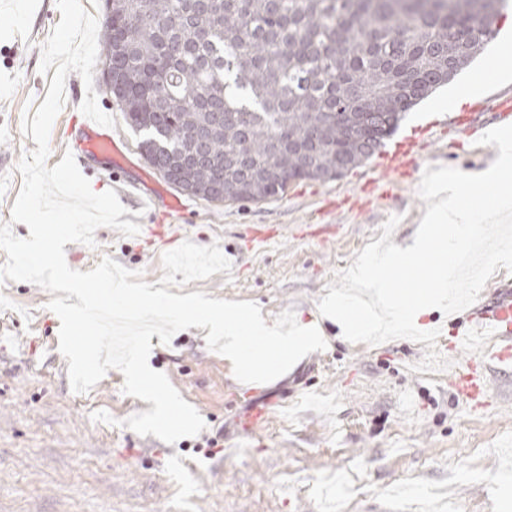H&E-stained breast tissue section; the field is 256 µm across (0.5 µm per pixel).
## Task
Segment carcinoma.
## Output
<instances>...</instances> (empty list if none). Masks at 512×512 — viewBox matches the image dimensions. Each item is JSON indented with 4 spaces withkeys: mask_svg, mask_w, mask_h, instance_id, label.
Wrapping results in <instances>:
<instances>
[{
    "mask_svg": "<svg viewBox=\"0 0 512 512\" xmlns=\"http://www.w3.org/2000/svg\"><path fill=\"white\" fill-rule=\"evenodd\" d=\"M104 50L145 158L170 166L200 133L180 183L237 201L333 178L369 159L402 114L450 82L497 34L506 0H123ZM391 99V113L381 102ZM373 113L351 142L331 116Z\"/></svg>",
    "mask_w": 512,
    "mask_h": 512,
    "instance_id": "1",
    "label": "carcinoma"
}]
</instances>
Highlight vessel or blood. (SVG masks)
<instances>
[{
  "mask_svg": "<svg viewBox=\"0 0 512 512\" xmlns=\"http://www.w3.org/2000/svg\"><path fill=\"white\" fill-rule=\"evenodd\" d=\"M79 139L70 145L71 153H83L95 157L106 153L112 157V165L119 170H127L128 162L119 147V141L111 128L101 126L88 118L78 122ZM428 148L425 138L405 141L394 151L385 152L382 164L387 171H395L404 166L407 157L423 154ZM465 330L471 336L489 335L495 344L486 354V361L502 369H512V285L503 284L494 289L492 295L475 301L464 311Z\"/></svg>",
  "mask_w": 512,
  "mask_h": 512,
  "instance_id": "1",
  "label": "vessel or blood"
}]
</instances>
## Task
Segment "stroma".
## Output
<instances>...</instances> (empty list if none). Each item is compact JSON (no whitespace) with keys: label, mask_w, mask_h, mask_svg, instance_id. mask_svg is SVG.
Returning a JSON list of instances; mask_svg holds the SVG:
<instances>
[{"label":"stroma","mask_w":512,"mask_h":512,"mask_svg":"<svg viewBox=\"0 0 512 512\" xmlns=\"http://www.w3.org/2000/svg\"><path fill=\"white\" fill-rule=\"evenodd\" d=\"M60 19L56 0H19L0 15V225L22 238L28 227L11 221L23 184L17 164L36 147L22 123L48 92L42 46ZM497 27L486 51L407 112L386 141L390 150L431 129L427 155L399 173L383 172L376 154L338 178L297 181L265 201L186 195L175 228L161 233L163 212L115 181L108 159L92 161L85 172L92 190H115L128 221L145 230L127 237L102 227L95 247L66 244L69 267L86 272L110 257L173 294L250 301L270 322L290 309L297 323H317L327 347L272 382L243 383L207 347L206 329L179 331L167 344L152 336L149 366L178 379L205 422L202 434L170 445L125 426L152 405L123 393L120 370H108L88 392L72 391L53 345L59 318L48 307L52 293L0 283V512H512V372L480 366L491 339H465L461 320L432 311L421 323L439 329L435 346L450 366L416 373L427 343L353 344L318 309L328 284L382 236L389 217L400 218L392 243L412 245L427 209L418 195L427 167L488 168L497 148L477 140L492 115L467 117L453 90L474 80L492 99L512 88V78L487 69L503 47L512 48V10ZM84 96L82 78L69 73L48 166L62 160ZM97 102L113 116L134 172L161 183L116 104L102 93ZM440 112L455 121L435 126ZM461 367L488 384L477 401L459 398L450 384ZM258 405L272 418L246 433L241 423ZM97 411L112 423L94 421ZM218 434L238 447L236 456L204 447V438Z\"/></svg>","instance_id":"obj_1"}]
</instances>
